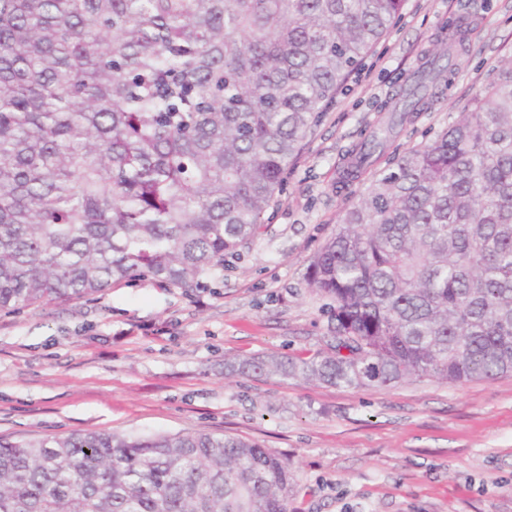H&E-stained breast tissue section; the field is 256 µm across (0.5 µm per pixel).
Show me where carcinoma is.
<instances>
[{"mask_svg":"<svg viewBox=\"0 0 512 512\" xmlns=\"http://www.w3.org/2000/svg\"><path fill=\"white\" fill-rule=\"evenodd\" d=\"M405 0H0V310L131 278L196 288ZM454 39L352 149L346 188L455 68ZM331 336L230 374L344 388L512 372V61L388 159L309 265ZM288 463L206 433L0 438V512H288Z\"/></svg>","mask_w":512,"mask_h":512,"instance_id":"obj_1","label":"carcinoma"}]
</instances>
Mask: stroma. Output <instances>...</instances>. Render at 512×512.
<instances>
[{
    "label": "stroma",
    "instance_id": "35a3bbf8",
    "mask_svg": "<svg viewBox=\"0 0 512 512\" xmlns=\"http://www.w3.org/2000/svg\"><path fill=\"white\" fill-rule=\"evenodd\" d=\"M458 16L469 34L454 80L389 152L420 146L512 59V0H406L290 163L258 237L201 287L132 279L0 311V436L226 434L288 461L290 512H512V373L350 389L224 370L321 347L329 321L308 266L379 170L337 182Z\"/></svg>",
    "mask_w": 512,
    "mask_h": 512
}]
</instances>
